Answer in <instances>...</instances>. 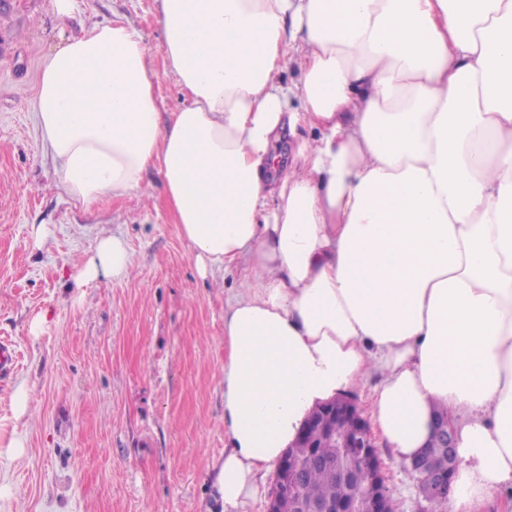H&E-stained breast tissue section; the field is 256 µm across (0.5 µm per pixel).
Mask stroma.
<instances>
[{"label": "stroma", "instance_id": "35a3bbf8", "mask_svg": "<svg viewBox=\"0 0 512 512\" xmlns=\"http://www.w3.org/2000/svg\"><path fill=\"white\" fill-rule=\"evenodd\" d=\"M157 0H0V512H206L224 429V300L233 269L202 280L149 171L141 190L91 206L63 190L36 120L41 71L62 39L123 20L161 69L164 109L187 97L164 71ZM45 225L35 242L32 227ZM105 234L128 278L83 288L72 264ZM30 395L18 415L13 395ZM379 454L398 512L422 499L408 463Z\"/></svg>", "mask_w": 512, "mask_h": 512}]
</instances>
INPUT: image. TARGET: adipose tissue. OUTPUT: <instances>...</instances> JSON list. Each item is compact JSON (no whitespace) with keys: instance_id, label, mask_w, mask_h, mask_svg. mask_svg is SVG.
Returning a JSON list of instances; mask_svg holds the SVG:
<instances>
[{"instance_id":"ef3b65f1","label":"adipose tissue","mask_w":512,"mask_h":512,"mask_svg":"<svg viewBox=\"0 0 512 512\" xmlns=\"http://www.w3.org/2000/svg\"><path fill=\"white\" fill-rule=\"evenodd\" d=\"M158 2L187 105L162 119L144 39L115 21L47 58L36 119L75 202L156 170L199 275L242 271L224 308L221 512L318 404L371 381L403 462L447 415L448 512H479L512 489V0ZM131 266L103 236L76 283Z\"/></svg>"}]
</instances>
